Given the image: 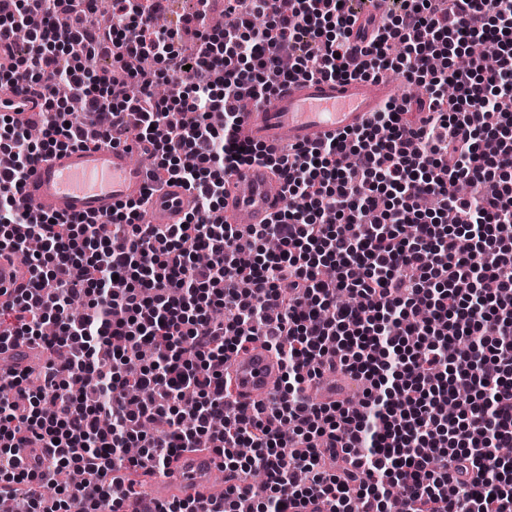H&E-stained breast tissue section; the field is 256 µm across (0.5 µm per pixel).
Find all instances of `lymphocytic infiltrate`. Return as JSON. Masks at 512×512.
Here are the masks:
<instances>
[{
	"instance_id": "lymphocytic-infiltrate-1",
	"label": "lymphocytic infiltrate",
	"mask_w": 512,
	"mask_h": 512,
	"mask_svg": "<svg viewBox=\"0 0 512 512\" xmlns=\"http://www.w3.org/2000/svg\"><path fill=\"white\" fill-rule=\"evenodd\" d=\"M12 2L0 87L41 97L42 137L0 114V251L41 250L29 287L0 303V351L25 340L47 358L0 374V512L19 499V512H512V0H399L368 30L345 0H228L220 29L210 0L160 29L151 0H112L101 32L87 24L97 0ZM484 38L496 59L458 67ZM101 54L115 70L92 66ZM133 57L161 67L130 70ZM187 66L191 85L158 97ZM386 70L424 87L415 122L389 102L293 153L237 147L242 99ZM131 132L152 182L195 193L184 224L141 223L139 200L102 222L22 204L35 159ZM255 161L279 171L286 204L243 229L222 216L224 176ZM257 343L281 396L239 407L224 362ZM326 371L364 380L358 403L311 401ZM204 435L223 497L136 503L138 478ZM32 442L45 454L28 463L17 451Z\"/></svg>"
}]
</instances>
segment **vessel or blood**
<instances>
[{"instance_id":"b4317fda","label":"vessel or blood","mask_w":512,"mask_h":512,"mask_svg":"<svg viewBox=\"0 0 512 512\" xmlns=\"http://www.w3.org/2000/svg\"><path fill=\"white\" fill-rule=\"evenodd\" d=\"M388 98L378 80L299 77L280 88L270 101L244 113L236 131L246 148L283 146L305 148L326 136L361 126ZM41 110L40 98L12 88L0 89V112L30 119ZM283 180L265 165L255 163L224 179V219L247 226L267 224L285 204ZM24 197L38 213L60 217L107 218L121 203L146 198L141 221L179 224L197 205L196 196L179 182L150 189L147 169L132 159L125 146L68 148L35 162L26 178ZM226 372L238 400L272 402L279 393L281 370L262 348L231 353ZM361 379L330 375L315 388L321 402L350 400L363 389ZM215 469L211 453H183L168 468L156 471L142 492L153 502L173 495L205 498L209 475Z\"/></svg>"}]
</instances>
